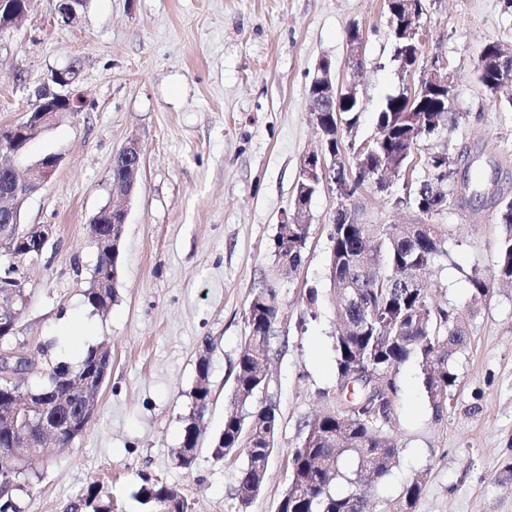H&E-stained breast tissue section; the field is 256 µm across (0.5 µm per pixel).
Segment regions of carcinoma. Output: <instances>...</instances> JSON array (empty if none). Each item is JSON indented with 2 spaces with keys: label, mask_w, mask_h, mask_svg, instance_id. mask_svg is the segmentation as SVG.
<instances>
[{
  "label": "carcinoma",
  "mask_w": 512,
  "mask_h": 512,
  "mask_svg": "<svg viewBox=\"0 0 512 512\" xmlns=\"http://www.w3.org/2000/svg\"><path fill=\"white\" fill-rule=\"evenodd\" d=\"M408 91L390 96L376 116L378 139L365 143L351 141L348 149L359 157L375 161L393 156V161L406 167L395 156L403 147L404 131L414 130V115L406 111ZM463 154L448 153V161L440 160L438 152L424 156L427 179L450 197L454 195L451 175H442L462 161ZM418 189V190H420ZM418 190L405 198H396L395 206L417 209ZM502 226L497 270L500 277L512 279V202L499 210ZM310 233L308 224L288 225V251L278 254V261L288 271L298 269ZM330 250L336 252V284L331 286V301L340 330L333 337L336 362V395L339 401L329 409L305 421V436L291 458L288 487L281 500V512H374L371 489L391 472L399 456L396 444L384 437L386 428L397 416L398 391L383 399L370 389L364 378L348 386L344 378L352 370H366L380 378L394 376L396 369L411 355L421 356L425 363L424 387L435 410L442 419L448 410V393L458 387V375L450 366L454 355L468 343V334L461 319L454 313L433 306L430 301L427 274L448 255V231L443 224H407L405 230L394 232L390 224L370 225V235L358 236L357 226L343 224L330 237ZM28 257L24 243L12 252H0V278L14 268V260ZM471 301L479 303L488 293L489 283L479 272L468 278ZM115 289L84 291L87 303L96 311L112 305ZM280 306L276 289L262 288L255 293L246 312L247 333L236 363L231 406L224 412V429L212 443V455L220 460L240 452L246 464L237 478L235 500L237 512H247L255 492L263 486L274 443L265 441L269 414H277V406L269 400L253 404L255 394L264 389L268 364L273 354L272 334ZM110 354L102 342L86 352L75 366L63 360H47L42 372L45 385L61 377L70 378L96 366L101 356ZM198 381L193 390V411L186 419L183 441L176 452V465L191 466L199 446V422L210 402V358L198 361ZM61 393L71 395V406L60 411V438L68 444L82 424L77 407L85 399H96V390L89 392L59 386ZM24 422L13 433L0 432V476L12 474L18 490L29 485L27 472L43 466L52 456L51 448L24 447ZM354 460L352 471L342 469L344 457ZM423 477L406 483L384 512H411L418 499ZM346 483L348 489L337 485ZM139 501L149 512H187L188 498L180 489L158 480H144L138 491Z\"/></svg>",
  "instance_id": "cac0c4a2"
}]
</instances>
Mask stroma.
<instances>
[{
    "label": "stroma",
    "mask_w": 512,
    "mask_h": 512,
    "mask_svg": "<svg viewBox=\"0 0 512 512\" xmlns=\"http://www.w3.org/2000/svg\"><path fill=\"white\" fill-rule=\"evenodd\" d=\"M427 40L419 70L432 60L456 77L463 118L455 132L422 141L391 196L357 194L358 224H411L418 215L394 207L423 181L425 152L468 151L486 202H451L431 216L448 227L450 252L432 268L433 305L456 310L469 342L456 355L460 387L435 419L419 357L396 372L398 407L390 430L400 448L391 476L373 500L384 506L424 473L413 512H512V284L496 281L502 228L490 196L512 199V100L475 81L486 39L512 45V14L501 0H425ZM365 33L364 63L345 62L351 25ZM336 66V83L355 86L363 102L357 140L375 132L386 96L417 85L392 59L385 0H85L74 26L60 25L55 0H32L26 20L0 35V125L22 121L51 70L73 67L79 112L28 144L27 162L48 153L61 163L23 205L27 224H50L41 259L18 262L31 302L18 321L31 358L29 384L46 359L78 363L108 342L111 369L83 433L58 449L33 479L26 512H145L143 478L179 488L192 512H235L242 456L216 459L211 442L224 428L234 370L253 295L274 286L280 304L269 382L258 401L278 406L269 478L247 512H275L303 423L336 389L332 348L336 316L322 302L308 310L309 288L327 291L335 189L309 203L310 235L297 270L280 269L278 225L292 211L300 162L318 147L308 89L320 60ZM138 141L143 163L126 199L116 297L109 311L86 303L96 262L89 225L118 198L112 158ZM492 278L472 303L468 277ZM210 356L211 400L190 468L178 467L192 410L196 361Z\"/></svg>",
    "instance_id": "stroma-1"
}]
</instances>
